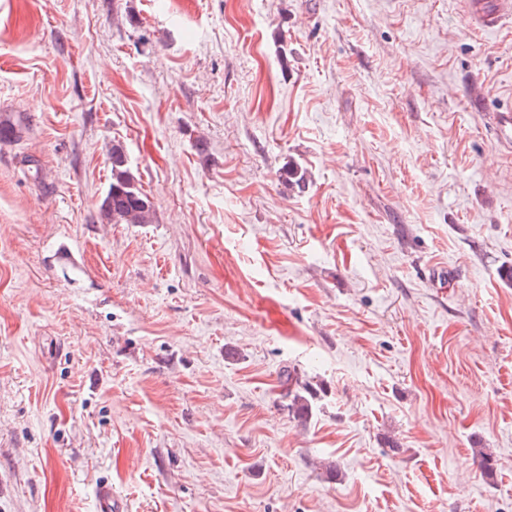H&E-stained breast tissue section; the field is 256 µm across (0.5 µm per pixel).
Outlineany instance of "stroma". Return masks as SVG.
Segmentation results:
<instances>
[{"mask_svg": "<svg viewBox=\"0 0 512 512\" xmlns=\"http://www.w3.org/2000/svg\"><path fill=\"white\" fill-rule=\"evenodd\" d=\"M506 112L462 0H0V512H512ZM102 210L113 224L153 223L152 202L136 185L120 146L112 147V182ZM283 377L288 396L289 415L301 424L307 423L313 410L311 387L307 383H302L295 371L287 370ZM99 512H127L128 504L125 498L112 492V487L102 484L97 490Z\"/></svg>", "mask_w": 512, "mask_h": 512, "instance_id": "35a3bbf8", "label": "stroma"}]
</instances>
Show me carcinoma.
Returning <instances> with one entry per match:
<instances>
[{"instance_id": "obj_1", "label": "carcinoma", "mask_w": 512, "mask_h": 512, "mask_svg": "<svg viewBox=\"0 0 512 512\" xmlns=\"http://www.w3.org/2000/svg\"><path fill=\"white\" fill-rule=\"evenodd\" d=\"M104 215L114 224H151L154 212L152 202L136 185L127 166L122 149L112 147V182L102 203ZM288 396V413L293 420L304 424L312 415L313 392L299 380L295 372L284 374Z\"/></svg>"}]
</instances>
